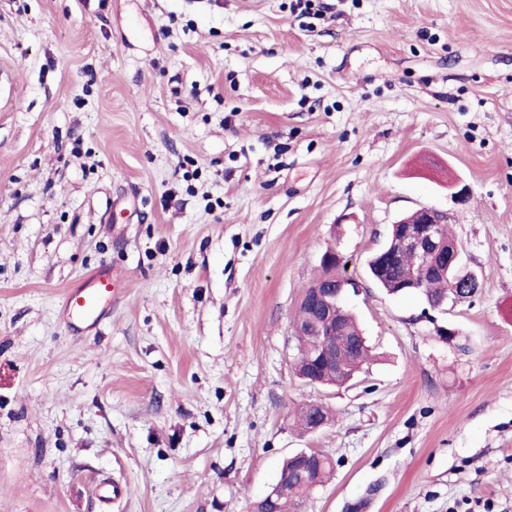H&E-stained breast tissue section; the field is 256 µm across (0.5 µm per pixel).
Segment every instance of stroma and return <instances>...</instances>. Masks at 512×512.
<instances>
[{"instance_id": "1", "label": "stroma", "mask_w": 512, "mask_h": 512, "mask_svg": "<svg viewBox=\"0 0 512 512\" xmlns=\"http://www.w3.org/2000/svg\"><path fill=\"white\" fill-rule=\"evenodd\" d=\"M314 2L0 0V512H252L301 449L335 462L303 512H512V0ZM424 206L481 282L432 323L367 268ZM332 245L372 358L311 387ZM122 285L123 280L110 270H99L80 286L67 289L59 309L64 324L76 327L99 322L106 307L119 295Z\"/></svg>"}]
</instances>
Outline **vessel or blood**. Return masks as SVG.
I'll list each match as a JSON object with an SVG mask.
<instances>
[{"label":"vessel or blood","instance_id":"vessel-or-blood-1","mask_svg":"<svg viewBox=\"0 0 512 512\" xmlns=\"http://www.w3.org/2000/svg\"><path fill=\"white\" fill-rule=\"evenodd\" d=\"M123 281L108 270L90 275L80 286L66 290L59 309L64 324L74 327L99 322L107 306L122 289Z\"/></svg>","mask_w":512,"mask_h":512}]
</instances>
